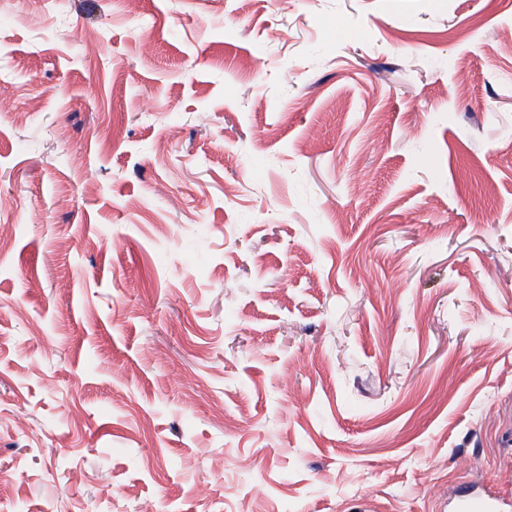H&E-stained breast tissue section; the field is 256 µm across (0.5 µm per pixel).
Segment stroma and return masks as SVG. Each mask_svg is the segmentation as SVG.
<instances>
[{"instance_id":"stroma-1","label":"stroma","mask_w":512,"mask_h":512,"mask_svg":"<svg viewBox=\"0 0 512 512\" xmlns=\"http://www.w3.org/2000/svg\"><path fill=\"white\" fill-rule=\"evenodd\" d=\"M510 77L512 0H0L5 512H512ZM455 510L456 512H499L498 499L490 493L468 488L458 494Z\"/></svg>"}]
</instances>
